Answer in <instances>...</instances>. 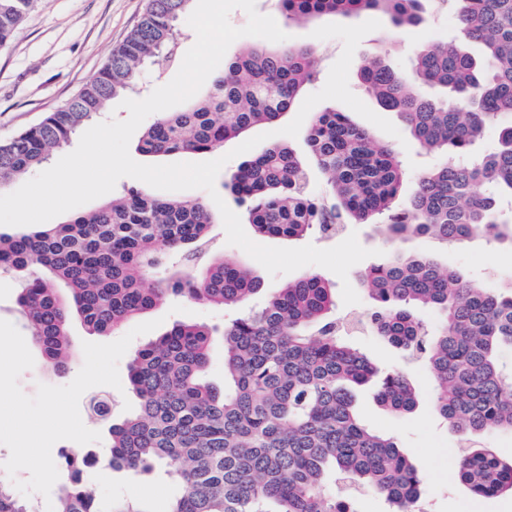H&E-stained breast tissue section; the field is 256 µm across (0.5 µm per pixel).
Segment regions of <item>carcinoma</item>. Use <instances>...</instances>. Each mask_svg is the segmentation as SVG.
<instances>
[{"mask_svg":"<svg viewBox=\"0 0 512 512\" xmlns=\"http://www.w3.org/2000/svg\"><path fill=\"white\" fill-rule=\"evenodd\" d=\"M35 0H0V47ZM197 0H147L137 25L105 65L64 104L0 142V188L48 164L114 97L133 92L143 69L172 57L178 21ZM424 0H277L294 21L381 11L397 29L423 21ZM461 41L417 46L414 82L382 60L360 71L378 103L404 119L420 147L447 159L412 177L388 146L343 112L314 115L306 144L330 187L327 204L306 190L297 154L274 143L240 165L230 189L248 204L261 236L332 238L346 224H372L391 247L362 284L375 302L363 320L334 313L333 286L319 274L291 281L264 306L218 333L177 322L140 346L129 365L137 409L109 426V466L134 475L158 467L181 487L168 512H355L353 489L381 494L391 512H415L422 478L393 437L360 419L354 389L378 379V401L412 411L417 393L399 370L379 371L346 336L369 326L424 360L436 382L434 411L461 431L460 481L478 497L512 491V459L479 448L481 433L512 432V374L499 361L512 349V291L483 288L401 243H512V0H448ZM483 46L482 58L464 46ZM317 73L314 48L249 46L212 73L205 92L164 112L137 146L145 156L209 153L230 138L288 113ZM494 146L477 151L487 131ZM407 204L394 202L408 182ZM216 215L199 201L158 198L139 186L114 194L64 224L0 233V273L19 284L17 305L44 356L67 368L68 326L98 336L155 308L170 295L230 307L262 290L259 277L211 250ZM164 276L144 287L152 271ZM441 317L431 330L413 313ZM224 338L221 392L206 380L211 337ZM85 459L67 451L56 512H101L80 478ZM0 512H32L0 481Z\"/></svg>","mask_w":512,"mask_h":512,"instance_id":"obj_1","label":"carcinoma"}]
</instances>
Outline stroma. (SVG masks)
<instances>
[{
    "mask_svg": "<svg viewBox=\"0 0 512 512\" xmlns=\"http://www.w3.org/2000/svg\"><path fill=\"white\" fill-rule=\"evenodd\" d=\"M146 0H36L34 7L16 29L9 45L0 48V141H6L37 124L46 112L53 110L79 92L86 80L107 61L111 51L131 32L144 11ZM260 13L272 16L278 26L290 36L291 43H306L317 49L319 73L304 86L303 95L323 88L329 70L343 50L338 38L320 40L312 33L318 21L298 25L287 21L278 9L276 0H256ZM426 20L406 32H397L388 17H381L380 29L367 34L356 48L349 69V87L358 98L367 93L360 81L359 71L364 64L381 59L411 75V53L415 45L433 44L447 40L453 33L449 23L446 0H427ZM398 129L391 136L379 128H372L374 140L390 146L413 172L443 161V153H428L412 144V135L406 123L394 112L388 113ZM283 121L259 124L251 128V135L278 132L279 142L290 145L301 158L308 174V191L319 199H329L330 191L311 159L304 136L283 134ZM215 249L250 266L263 282L262 292L254 295L249 307L261 306L269 294L282 288L297 274L313 273V266L302 267L300 273L271 276L263 266L247 253L229 245L223 225H215ZM405 250L432 255L442 266L459 269L468 278L487 288L512 285V247L482 241L457 246L427 238H412L405 242ZM237 309L217 308L199 304L184 297H174L148 313L124 323L120 334H127L134 326L162 320L164 327L178 321L203 323L223 327L236 317ZM89 335L79 321H72L70 340L74 355L64 372H57L41 354L36 343L28 348L34 358L31 369L19 377L22 391L35 395L38 385L63 386L70 383L84 363L83 341ZM351 343L369 355L380 367L401 370L418 392L416 408L409 413L394 415L387 412L376 399L375 386L368 385L357 393V406L363 422L374 430L394 437L398 446L414 463L422 475V501L426 512H512V494L504 492L492 499L473 495L456 475L460 437L443 423L433 410L435 383L427 366L371 332L353 335ZM105 397L112 403V418L119 420L136 406L130 389L116 390L96 386L87 390L79 402L81 419L86 427L99 431L101 441L82 445V453L93 457V464L84 473V479L94 492L102 508L112 501L135 498L150 512H168L180 492L179 485L157 472L148 476L110 469L108 422L96 418L89 409L93 397Z\"/></svg>",
    "mask_w": 512,
    "mask_h": 512,
    "instance_id": "35a3bbf8",
    "label": "stroma"
}]
</instances>
